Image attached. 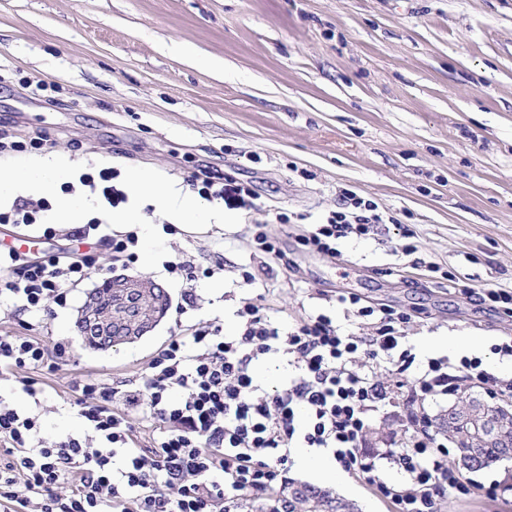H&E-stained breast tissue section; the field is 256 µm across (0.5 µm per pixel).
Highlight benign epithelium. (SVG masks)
I'll list each match as a JSON object with an SVG mask.
<instances>
[{"label":"benign epithelium","instance_id":"benign-epithelium-1","mask_svg":"<svg viewBox=\"0 0 512 512\" xmlns=\"http://www.w3.org/2000/svg\"><path fill=\"white\" fill-rule=\"evenodd\" d=\"M112 291L117 295L115 307L104 312L97 311L96 291L87 293L80 308L79 335L93 341L98 349L112 346L115 339L126 341L140 338L151 332L166 313L167 293L163 286L146 277H131L114 274L108 279ZM478 437H490L512 447V433L483 422L475 425Z\"/></svg>","mask_w":512,"mask_h":512}]
</instances>
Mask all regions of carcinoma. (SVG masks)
Here are the masks:
<instances>
[{"instance_id": "obj_1", "label": "carcinoma", "mask_w": 512, "mask_h": 512, "mask_svg": "<svg viewBox=\"0 0 512 512\" xmlns=\"http://www.w3.org/2000/svg\"><path fill=\"white\" fill-rule=\"evenodd\" d=\"M471 410L469 401L460 398L453 404L452 418L439 425L459 450L455 466L467 473L485 470L505 458H512V450L490 440L475 448L477 455H470L468 445L474 443L475 420ZM235 509L236 512H359L354 502L315 484L294 479L263 500L240 501Z\"/></svg>"}]
</instances>
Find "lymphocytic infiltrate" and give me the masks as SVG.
Instances as JSON below:
<instances>
[{
    "label": "lymphocytic infiltrate",
    "instance_id": "f902f5d3",
    "mask_svg": "<svg viewBox=\"0 0 512 512\" xmlns=\"http://www.w3.org/2000/svg\"><path fill=\"white\" fill-rule=\"evenodd\" d=\"M114 177L109 167L80 175L98 199L99 214L79 228L47 226L52 206L45 200L18 197L0 209L1 225L40 224L45 240L71 244L36 258L0 244V301L32 314L44 312L48 299L67 306L70 286L93 272L91 256L74 244L89 239L111 214ZM386 221L373 201L346 190L302 243L332 256L337 240ZM340 301L361 316H376L374 335L343 333L324 314L282 332L247 302L237 310L244 321L238 334L207 325L192 342L171 339L152 358L141 387L79 382L82 438L43 445L36 416L0 399V512H227L242 498L274 493L295 448L324 450L347 472L366 475L394 512H437L444 491L497 499L500 482L478 487L449 467L448 443L432 433L426 408L454 394L462 381L486 386L493 396L512 395V379L496 377L477 356L431 358L416 369L415 354L402 345L407 313L361 305L352 294ZM20 326L22 335L0 334V368L26 370L22 389L34 397L40 392L37 372L69 360L71 344L64 338L45 342L31 322ZM261 360L288 365L278 386L267 389L255 381L252 367ZM381 361L392 366L386 384L373 372ZM397 396L407 408V440L391 455L407 476L401 485L380 479L365 447L373 413ZM120 401L155 420L145 448L130 449L134 431L113 409Z\"/></svg>",
    "mask_w": 512,
    "mask_h": 512
}]
</instances>
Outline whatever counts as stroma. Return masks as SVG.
I'll return each instance as SVG.
<instances>
[{"instance_id": "1", "label": "stroma", "mask_w": 512, "mask_h": 512, "mask_svg": "<svg viewBox=\"0 0 512 512\" xmlns=\"http://www.w3.org/2000/svg\"><path fill=\"white\" fill-rule=\"evenodd\" d=\"M1 132L26 149L0 154V175L61 163L73 185L16 195L78 197L82 225L95 202L78 177L111 167V230L145 226L154 241L151 259L126 267L106 244H81L95 271L40 330L67 338L72 357L40 374L39 398L0 382V398L38 415L45 443L84 436L78 382L141 384L172 337L210 323L237 333L246 299L283 332L326 314L372 335L370 319L336 300L353 293L410 314L417 364L476 355L512 378V360L490 351L512 340V316L476 297L512 291V0H0ZM134 171L186 190L204 171L224 195L196 198L212 215L198 225L144 198ZM345 189L395 223L338 240L334 257L301 245ZM258 230L277 254L257 249ZM174 259L199 276L169 274ZM118 268L162 284L173 307L141 339L93 350L73 324ZM188 290L193 306L177 311ZM405 421L399 405L374 413L371 447L403 443ZM329 487L361 512L394 510L366 476L340 468Z\"/></svg>"}]
</instances>
